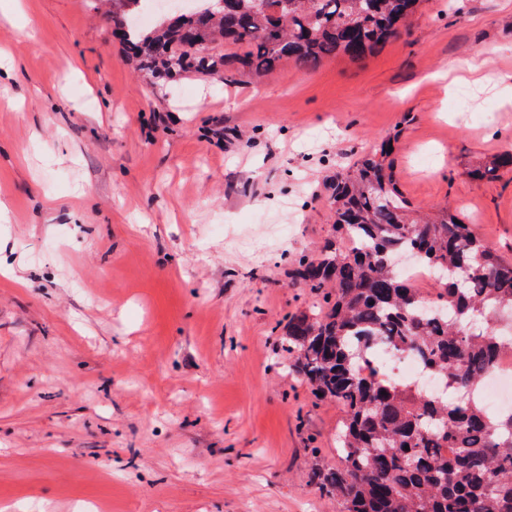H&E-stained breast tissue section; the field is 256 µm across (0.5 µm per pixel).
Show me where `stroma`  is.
<instances>
[{"mask_svg": "<svg viewBox=\"0 0 512 512\" xmlns=\"http://www.w3.org/2000/svg\"><path fill=\"white\" fill-rule=\"evenodd\" d=\"M23 10L0 19V507L341 512L314 473L345 412L281 346L317 306L291 273L387 138L414 207L512 259V170L473 175L512 149V0H420L361 60L231 84L154 82L112 0Z\"/></svg>", "mask_w": 512, "mask_h": 512, "instance_id": "stroma-1", "label": "stroma"}]
</instances>
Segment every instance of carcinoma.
Masks as SVG:
<instances>
[{"mask_svg":"<svg viewBox=\"0 0 512 512\" xmlns=\"http://www.w3.org/2000/svg\"><path fill=\"white\" fill-rule=\"evenodd\" d=\"M145 2L112 0L140 69L227 81L228 65L259 76L283 59L303 72L338 54L361 59L400 33L418 0H200L194 14L146 35L130 21ZM389 145L336 177L331 204L346 238L294 269L322 304L312 317L289 318L288 370L345 410L339 464L319 484L343 512H512V417L470 396L502 345L501 316L512 315V261L455 213L419 216L395 186ZM507 167L511 151L475 176L494 179ZM401 251L431 271L436 295L389 270L385 259ZM380 339L411 351L454 397L386 379L366 360Z\"/></svg>","mask_w":512,"mask_h":512,"instance_id":"cac0c4a2","label":"carcinoma"}]
</instances>
